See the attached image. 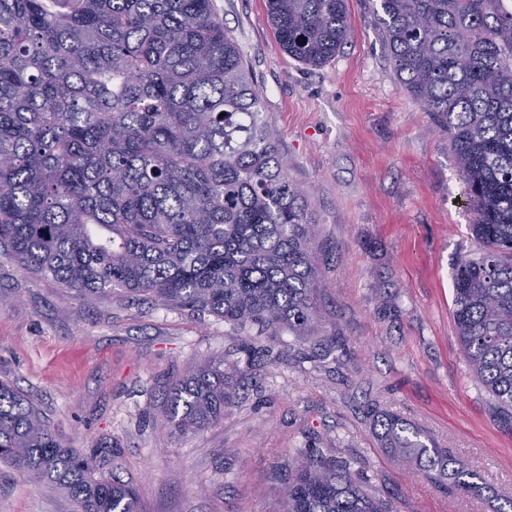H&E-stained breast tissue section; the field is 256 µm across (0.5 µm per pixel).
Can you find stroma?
I'll return each instance as SVG.
<instances>
[{
    "label": "stroma",
    "mask_w": 512,
    "mask_h": 512,
    "mask_svg": "<svg viewBox=\"0 0 512 512\" xmlns=\"http://www.w3.org/2000/svg\"><path fill=\"white\" fill-rule=\"evenodd\" d=\"M307 188L323 244L321 332L259 336L136 298H75L0 255V376L33 400L141 512H267L291 462L359 470L396 512H496L512 496V431L470 375L452 272L479 252L465 184L435 115L396 79L370 0H348L351 35L311 68L288 56L265 0H215ZM207 358L236 396L209 428L161 429L171 381ZM399 415L473 472L481 494L423 475L421 453L385 448L368 404ZM0 512H77L47 482L0 465Z\"/></svg>",
    "instance_id": "obj_1"
}]
</instances>
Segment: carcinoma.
Masks as SVG:
<instances>
[{"label":"carcinoma","mask_w":512,"mask_h":512,"mask_svg":"<svg viewBox=\"0 0 512 512\" xmlns=\"http://www.w3.org/2000/svg\"><path fill=\"white\" fill-rule=\"evenodd\" d=\"M405 90L438 116L483 244L452 273L463 360L512 427V11L502 0H377ZM283 51L320 67L347 43L348 0H266ZM318 224L288 177L260 90L214 0H0V254L75 297L124 294L257 335L322 323ZM235 393L224 361L171 383L162 426L202 430ZM385 446L422 433L368 410ZM0 462L64 491L79 512H140L95 477L34 402L0 380ZM423 473L470 493L440 452ZM275 512H393L360 472L296 462Z\"/></svg>","instance_id":"cac0c4a2"}]
</instances>
